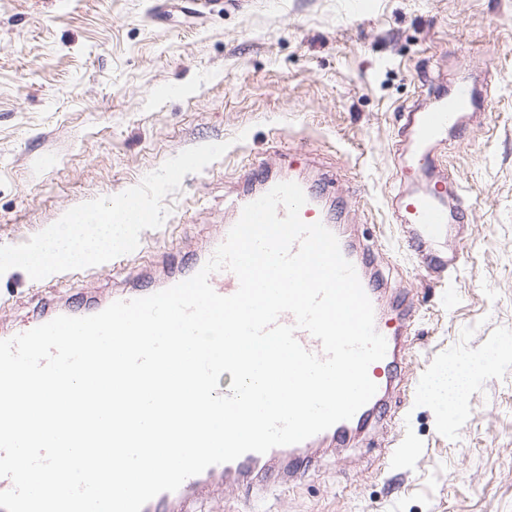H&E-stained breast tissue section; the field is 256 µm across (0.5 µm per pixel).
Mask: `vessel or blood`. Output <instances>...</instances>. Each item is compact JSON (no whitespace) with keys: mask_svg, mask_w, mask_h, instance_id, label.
<instances>
[{"mask_svg":"<svg viewBox=\"0 0 512 512\" xmlns=\"http://www.w3.org/2000/svg\"><path fill=\"white\" fill-rule=\"evenodd\" d=\"M478 109L473 87L460 80L451 87L436 85L427 101L402 115L404 123L400 135L407 144L410 158L401 172L408 186L394 195L390 219L392 223L407 226L416 250L433 252L434 266L441 270H455L463 263L462 253L447 246L446 241L451 225L463 223L464 215L461 207L449 206L446 195L439 189L440 184L446 183L447 174L435 149L445 143L448 136L459 134L469 122L476 120ZM279 182L268 165L246 171L241 191L224 202L231 214L224 223L225 228L233 227L246 204L257 200ZM303 192L306 202L300 210L302 221L322 223L337 237L342 255L353 264L372 303L375 329L387 341L385 357L368 369L370 379L377 386L376 394L352 419L338 422L299 444L275 447L264 454L248 452L234 461L210 466L186 479L177 491L155 496L143 506L142 512H193V504L211 498L227 482L242 487L250 499H257L272 473H279L286 481L298 478L313 466L320 448L343 447L353 435L382 422V410L396 387L397 366L403 350L398 332L389 331L384 318V278L372 270L368 248L346 235L341 214L325 208L322 193L309 186L304 187ZM209 283L223 296L232 295L239 288L237 276L228 270L212 273Z\"/></svg>","mask_w":512,"mask_h":512,"instance_id":"b4317fda","label":"vessel or blood"}]
</instances>
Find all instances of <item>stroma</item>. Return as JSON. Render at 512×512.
Returning a JSON list of instances; mask_svg holds the SVG:
<instances>
[{"label": "stroma", "instance_id": "obj_1", "mask_svg": "<svg viewBox=\"0 0 512 512\" xmlns=\"http://www.w3.org/2000/svg\"><path fill=\"white\" fill-rule=\"evenodd\" d=\"M0 0V245L138 184L181 151L228 143L163 203L141 251L91 271L0 275V333L104 304L203 259L249 163L329 174L348 235L415 314L386 423L271 485L263 512H512V0ZM470 77L488 106L443 148L468 222L433 273L388 205L402 114L425 79ZM454 290V307L443 300ZM467 379L415 398L441 368Z\"/></svg>", "mask_w": 512, "mask_h": 512}]
</instances>
